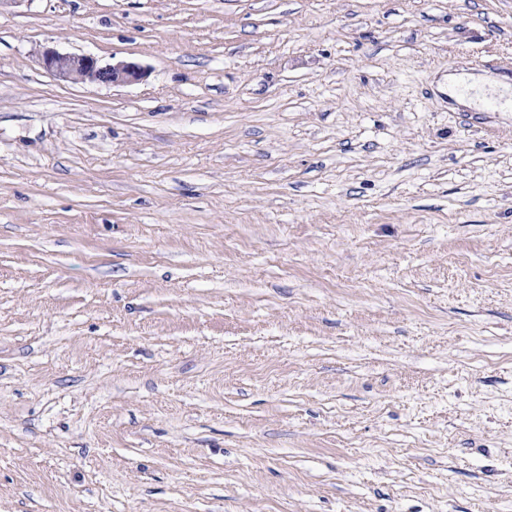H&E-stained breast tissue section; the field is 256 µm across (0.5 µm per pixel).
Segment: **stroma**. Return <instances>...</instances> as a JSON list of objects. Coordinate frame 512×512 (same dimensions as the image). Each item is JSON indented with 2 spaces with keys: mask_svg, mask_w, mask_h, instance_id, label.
Wrapping results in <instances>:
<instances>
[{
  "mask_svg": "<svg viewBox=\"0 0 512 512\" xmlns=\"http://www.w3.org/2000/svg\"><path fill=\"white\" fill-rule=\"evenodd\" d=\"M0 512H512V0H0ZM41 60L49 73L66 83L130 84L141 80L145 74L134 62L102 63L93 55L61 53L53 48L45 49Z\"/></svg>",
  "mask_w": 512,
  "mask_h": 512,
  "instance_id": "1",
  "label": "stroma"
}]
</instances>
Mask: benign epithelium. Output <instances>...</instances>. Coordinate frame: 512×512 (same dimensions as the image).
Returning a JSON list of instances; mask_svg holds the SVG:
<instances>
[{
	"instance_id": "1",
	"label": "benign epithelium",
	"mask_w": 512,
	"mask_h": 512,
	"mask_svg": "<svg viewBox=\"0 0 512 512\" xmlns=\"http://www.w3.org/2000/svg\"><path fill=\"white\" fill-rule=\"evenodd\" d=\"M41 60L49 73L66 83L130 84L144 76L142 67L134 62L103 63L93 55L61 53L53 48L45 49Z\"/></svg>"
}]
</instances>
